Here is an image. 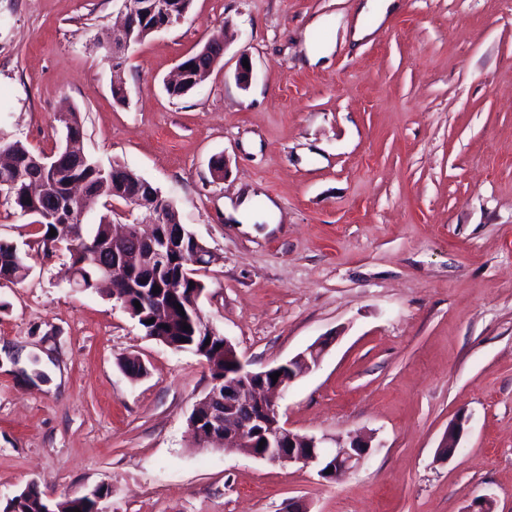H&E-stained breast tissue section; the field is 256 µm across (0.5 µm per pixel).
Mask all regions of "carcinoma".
Masks as SVG:
<instances>
[{
  "label": "carcinoma",
  "mask_w": 512,
  "mask_h": 512,
  "mask_svg": "<svg viewBox=\"0 0 512 512\" xmlns=\"http://www.w3.org/2000/svg\"><path fill=\"white\" fill-rule=\"evenodd\" d=\"M61 126L69 128L74 134L84 136V119L82 114L71 110L66 119L60 121ZM0 152L8 153L13 159V165L26 167L35 157L25 144L16 140L0 144ZM80 183L85 193L79 198H71L69 186ZM124 190V193H136L141 189L138 181L130 177L127 168L119 164L107 167L88 158L78 164L66 166L61 171V177L48 174L44 180L42 195L33 199L25 192L11 190L0 186L3 192V202L13 207L22 215L36 216V222L41 226L38 247L44 253H49L59 245L65 246L69 258L67 278L80 280L84 291L92 292L99 289L100 271L96 265L94 252L108 251L112 243V208L102 197H112V189ZM103 208L104 213L96 224L88 226L83 223L90 212ZM56 230V235H50V229ZM116 263L126 269V275L131 286L124 289L125 303L134 306L139 302L143 314L136 320L145 335L178 351H191L203 358L216 386L224 387V376L236 377V370L230 363L224 362V337L220 334H210L201 330L197 324L183 329L185 317L178 307H186L190 303V293L196 289L204 290V284L196 278L198 269H193L191 277L194 281H184L179 288H171L165 274L161 273L150 278L143 274L136 263L125 255H113ZM193 260L200 266L212 262L210 251L202 244H191L190 250L174 258V267ZM31 267L27 263V253L12 243L0 241V279L8 282H21L28 275ZM159 287L160 292H152L153 287ZM154 323H148V320ZM102 495V490L96 489L92 495L82 494L66 496L52 502L46 501L42 494L34 489L23 491L12 498L3 512H91L95 498Z\"/></svg>",
  "instance_id": "obj_1"
}]
</instances>
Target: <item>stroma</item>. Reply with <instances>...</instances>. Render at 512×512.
<instances>
[{"label": "stroma", "mask_w": 512, "mask_h": 512, "mask_svg": "<svg viewBox=\"0 0 512 512\" xmlns=\"http://www.w3.org/2000/svg\"><path fill=\"white\" fill-rule=\"evenodd\" d=\"M357 5L192 0L115 62L98 44L123 0H0V143L53 155L56 114L79 109L87 153L150 182L214 254L198 306L250 369L330 338L284 392L289 427L373 438L332 480L195 445L206 364L71 288L66 252L38 251V225L0 204V240L31 267L0 281V510L34 482L55 499L102 489L99 512H468L483 497L512 512V0H400L380 25ZM358 23L373 33L356 42ZM220 31L208 79L170 97ZM246 198L255 223H225V200ZM129 356L146 376L125 374Z\"/></svg>", "instance_id": "1"}]
</instances>
